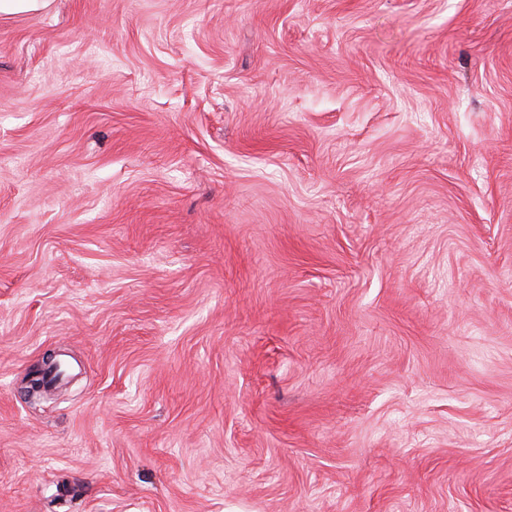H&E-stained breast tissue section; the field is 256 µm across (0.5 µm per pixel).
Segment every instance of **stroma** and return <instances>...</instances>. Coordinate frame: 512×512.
<instances>
[{
  "instance_id": "1",
  "label": "stroma",
  "mask_w": 512,
  "mask_h": 512,
  "mask_svg": "<svg viewBox=\"0 0 512 512\" xmlns=\"http://www.w3.org/2000/svg\"><path fill=\"white\" fill-rule=\"evenodd\" d=\"M0 512H512V0L0 15Z\"/></svg>"
}]
</instances>
